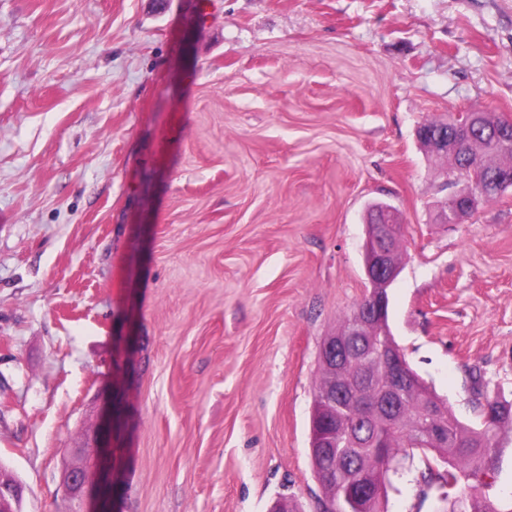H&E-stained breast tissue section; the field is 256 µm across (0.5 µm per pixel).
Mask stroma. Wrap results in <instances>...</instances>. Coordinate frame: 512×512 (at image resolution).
Returning <instances> with one entry per match:
<instances>
[{
  "mask_svg": "<svg viewBox=\"0 0 512 512\" xmlns=\"http://www.w3.org/2000/svg\"><path fill=\"white\" fill-rule=\"evenodd\" d=\"M512 118V0H0V466L69 512L101 391L123 512H318L324 336L402 222L389 328L463 423L512 402V188L460 224L418 125ZM423 450L388 512H448Z\"/></svg>",
  "mask_w": 512,
  "mask_h": 512,
  "instance_id": "obj_1",
  "label": "stroma"
}]
</instances>
